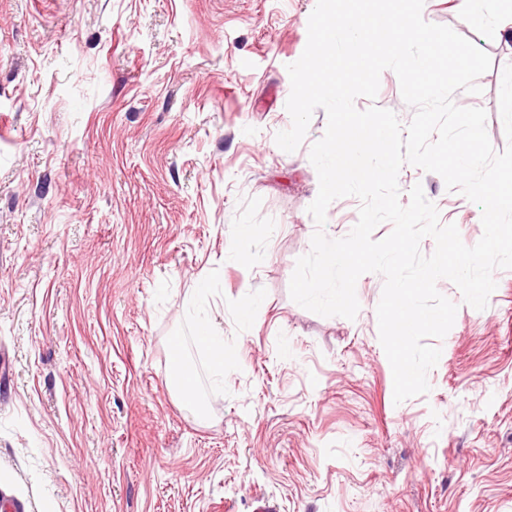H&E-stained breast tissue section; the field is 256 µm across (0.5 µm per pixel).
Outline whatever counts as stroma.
Listing matches in <instances>:
<instances>
[{"instance_id":"stroma-1","label":"stroma","mask_w":512,"mask_h":512,"mask_svg":"<svg viewBox=\"0 0 512 512\" xmlns=\"http://www.w3.org/2000/svg\"><path fill=\"white\" fill-rule=\"evenodd\" d=\"M459 3L423 15L490 56L480 93L453 101L486 111L499 153L512 8ZM315 5L0 0V499L17 512H512V269L481 311L438 281L455 321L429 391L400 404L381 275L358 279L352 320L290 297L320 228L326 113L294 152L275 136ZM373 104L414 114L390 70L355 100ZM398 184L401 204L421 185L465 245L481 239L480 206L439 175L406 164ZM359 206L334 200L320 229L345 237ZM200 311L224 331L220 387ZM173 336L206 421L170 385Z\"/></svg>"}]
</instances>
